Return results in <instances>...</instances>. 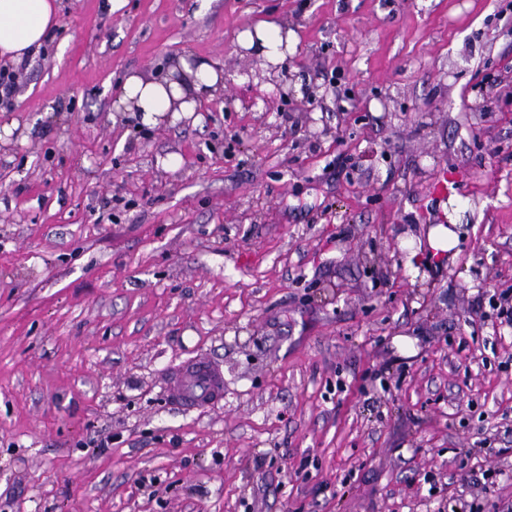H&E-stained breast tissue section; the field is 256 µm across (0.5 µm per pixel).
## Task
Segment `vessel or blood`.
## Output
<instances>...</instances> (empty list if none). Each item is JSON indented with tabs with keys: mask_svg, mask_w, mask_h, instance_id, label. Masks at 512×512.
I'll return each mask as SVG.
<instances>
[{
	"mask_svg": "<svg viewBox=\"0 0 512 512\" xmlns=\"http://www.w3.org/2000/svg\"><path fill=\"white\" fill-rule=\"evenodd\" d=\"M170 393L184 407L203 409L221 397L222 377L210 362L190 361L183 364L174 375Z\"/></svg>",
	"mask_w": 512,
	"mask_h": 512,
	"instance_id": "vessel-or-blood-1",
	"label": "vessel or blood"
}]
</instances>
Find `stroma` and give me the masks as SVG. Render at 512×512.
<instances>
[{
    "mask_svg": "<svg viewBox=\"0 0 512 512\" xmlns=\"http://www.w3.org/2000/svg\"><path fill=\"white\" fill-rule=\"evenodd\" d=\"M180 56L223 88L114 109ZM12 70L0 512H512V0H62ZM286 39L282 38L280 32L284 31V25L273 22H261L248 32L244 37V45L248 49H254L261 57L268 62L279 61L288 52V26H286ZM283 41H286L285 50H280ZM170 393L186 408L204 409L222 396V377L208 361H188L174 375Z\"/></svg>",
    "mask_w": 512,
    "mask_h": 512,
    "instance_id": "obj_1",
    "label": "stroma"
}]
</instances>
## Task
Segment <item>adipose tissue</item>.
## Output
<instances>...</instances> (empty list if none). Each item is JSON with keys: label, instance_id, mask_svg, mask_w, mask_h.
<instances>
[{"label": "adipose tissue", "instance_id": "adipose-tissue-1", "mask_svg": "<svg viewBox=\"0 0 512 512\" xmlns=\"http://www.w3.org/2000/svg\"><path fill=\"white\" fill-rule=\"evenodd\" d=\"M58 24L54 0H0V62L16 63L40 48ZM223 77L204 60L178 58L164 81L138 73L126 77L119 102L140 113L141 122L152 125L167 114L195 111L198 103L212 97Z\"/></svg>", "mask_w": 512, "mask_h": 512}]
</instances>
